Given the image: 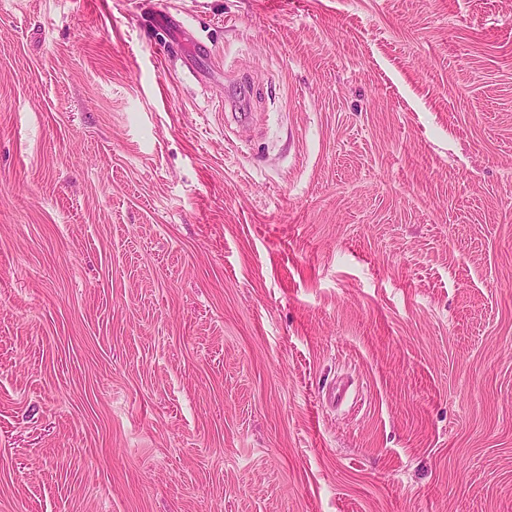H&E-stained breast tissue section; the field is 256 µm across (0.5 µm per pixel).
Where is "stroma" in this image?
I'll return each mask as SVG.
<instances>
[{"label": "stroma", "mask_w": 512, "mask_h": 512, "mask_svg": "<svg viewBox=\"0 0 512 512\" xmlns=\"http://www.w3.org/2000/svg\"><path fill=\"white\" fill-rule=\"evenodd\" d=\"M0 512H512V0H0Z\"/></svg>", "instance_id": "1"}]
</instances>
